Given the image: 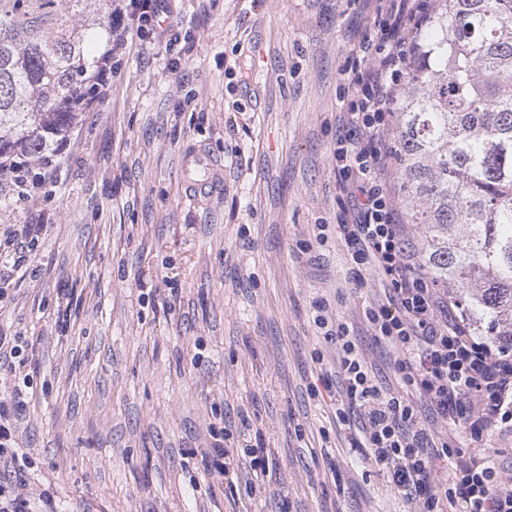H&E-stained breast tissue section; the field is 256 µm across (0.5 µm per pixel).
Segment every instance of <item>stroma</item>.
Returning a JSON list of instances; mask_svg holds the SVG:
<instances>
[{"label": "stroma", "instance_id": "1", "mask_svg": "<svg viewBox=\"0 0 512 512\" xmlns=\"http://www.w3.org/2000/svg\"><path fill=\"white\" fill-rule=\"evenodd\" d=\"M172 41H135L112 92L66 133L53 180L0 205L40 221L27 269L0 280V331L37 363L18 443L25 493L63 512H411L336 417L323 301L377 379L402 389L365 311L384 297L334 228L349 209L333 151L373 0H170ZM177 70H169L171 59ZM203 147L221 170L187 183ZM328 225L317 240L318 225ZM331 388L311 395L321 377ZM477 445L512 479V428ZM270 449L260 477L205 471L211 428Z\"/></svg>", "mask_w": 512, "mask_h": 512}]
</instances>
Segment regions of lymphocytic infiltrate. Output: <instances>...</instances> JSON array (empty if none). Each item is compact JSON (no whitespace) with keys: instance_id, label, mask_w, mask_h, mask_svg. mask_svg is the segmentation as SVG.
<instances>
[{"instance_id":"obj_1","label":"lymphocytic infiltrate","mask_w":512,"mask_h":512,"mask_svg":"<svg viewBox=\"0 0 512 512\" xmlns=\"http://www.w3.org/2000/svg\"><path fill=\"white\" fill-rule=\"evenodd\" d=\"M167 0H112V34L91 77L93 103L112 86V61L126 51L131 37L168 33ZM384 18L374 37L360 44L364 67L350 85L359 99L351 121L359 134L336 140V171L350 200L351 220L337 225L357 263L371 264L387 285L384 302L370 306L366 318L377 340L390 346L401 381L415 387L418 400L383 387L349 336L345 324L333 322L319 306L314 322L324 339L335 341L342 377L338 419L347 410L362 419L352 445L382 470L389 484L411 504L413 512H512V484L479 451L463 449L420 421L417 401L437 419L468 429L472 436L512 423V356L475 336L457 304L418 263L412 240L401 222L385 172L388 155L382 135L389 126L397 91L396 78L409 54L418 0H384ZM43 231L21 224L0 234V270L22 267ZM30 377L0 396V512H60L50 493L25 497L14 488L21 475L14 429L26 406ZM451 466L438 479L439 463Z\"/></svg>"}]
</instances>
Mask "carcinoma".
Masks as SVG:
<instances>
[{
	"label": "carcinoma",
	"instance_id": "cac0c4a2",
	"mask_svg": "<svg viewBox=\"0 0 512 512\" xmlns=\"http://www.w3.org/2000/svg\"><path fill=\"white\" fill-rule=\"evenodd\" d=\"M392 105L404 223L477 336L512 352V0H425ZM108 0H0V182L77 119Z\"/></svg>",
	"mask_w": 512,
	"mask_h": 512
}]
</instances>
